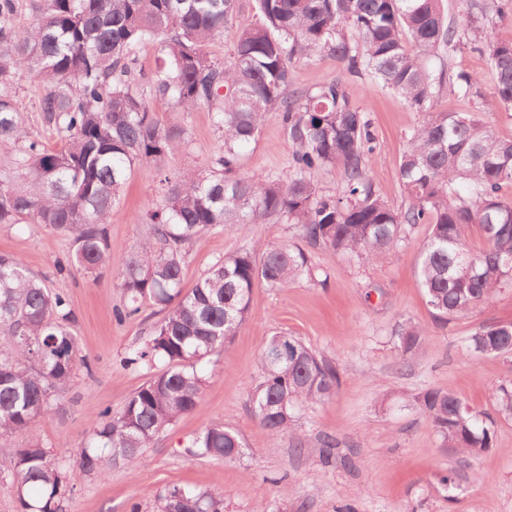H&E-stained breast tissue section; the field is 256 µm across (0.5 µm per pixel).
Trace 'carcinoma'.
I'll return each mask as SVG.
<instances>
[{
    "label": "carcinoma",
    "instance_id": "1",
    "mask_svg": "<svg viewBox=\"0 0 512 512\" xmlns=\"http://www.w3.org/2000/svg\"><path fill=\"white\" fill-rule=\"evenodd\" d=\"M257 19L237 22V0H43L36 21L15 26L16 0H0V150L13 152L0 177V224H42L72 240L59 271L92 273L112 263L108 225L135 165L155 169L161 205L150 211L155 245L121 262L123 320L151 303L166 311L144 346L126 364L163 367L116 414L105 409L90 441L66 467L38 441L22 446L25 431L51 406L83 363L69 330L74 320L61 291L47 288L23 261L0 253V335L11 350L0 354V476L12 478L22 512H62L81 476L104 478L112 466L135 462L178 418L199 408L206 375L197 363L221 351L251 314L258 283L285 289L311 275L301 248L272 244L261 258L247 251L214 264L191 291L182 288L186 245L199 234L233 224L280 220L301 237L362 263H373L402 241L406 229L427 224L418 276L436 318L467 315L512 286V138L499 135L480 112L431 111L437 90L483 97L479 81L460 71L446 78L433 63L465 35L487 56L491 103L512 110V42L489 35L502 0L470 2L467 27L448 23L442 0H255ZM238 23L230 61L211 57L208 45ZM154 41L162 65L150 77L137 70L136 48ZM332 56L350 73L400 95L429 114L413 128L400 162L405 207L385 200L368 175L374 152L370 122L339 79L307 90L291 89L300 60ZM39 80L44 126L60 145L27 141L11 88L18 76ZM168 100L183 112L205 108L224 136V152L209 175L164 172L166 158L188 145L179 123L159 120L151 103ZM276 111L291 141L288 181L242 172L241 149L257 139ZM336 165L344 173L338 195L323 193L312 174ZM467 186L466 194L457 190ZM477 225L483 246L473 251L466 232ZM425 330L411 321L398 331L402 356L425 345ZM481 356H512V322L480 324L467 338ZM253 412L269 436L295 433L298 406L336 395L340 374L300 339L280 331L259 356ZM429 418L443 450L476 459L494 448L495 420L451 389H431L408 400ZM500 415L512 416V386L496 389ZM241 436L214 421L192 440L196 456L235 459ZM156 512H224V495L172 486Z\"/></svg>",
    "mask_w": 512,
    "mask_h": 512
}]
</instances>
